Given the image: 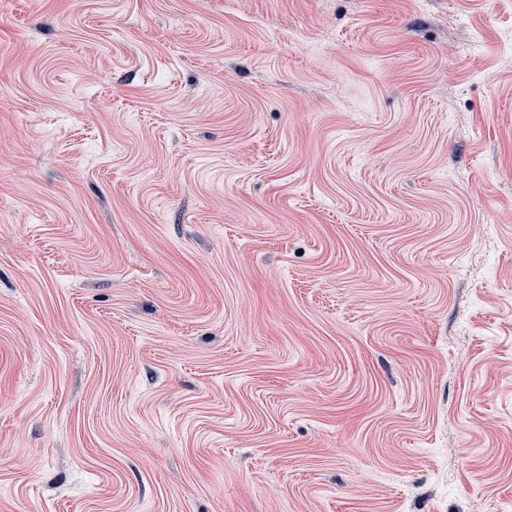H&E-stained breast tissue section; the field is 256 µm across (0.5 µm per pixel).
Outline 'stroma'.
<instances>
[{
	"mask_svg": "<svg viewBox=\"0 0 512 512\" xmlns=\"http://www.w3.org/2000/svg\"><path fill=\"white\" fill-rule=\"evenodd\" d=\"M512 504V0H0V512Z\"/></svg>",
	"mask_w": 512,
	"mask_h": 512,
	"instance_id": "obj_1",
	"label": "stroma"
}]
</instances>
